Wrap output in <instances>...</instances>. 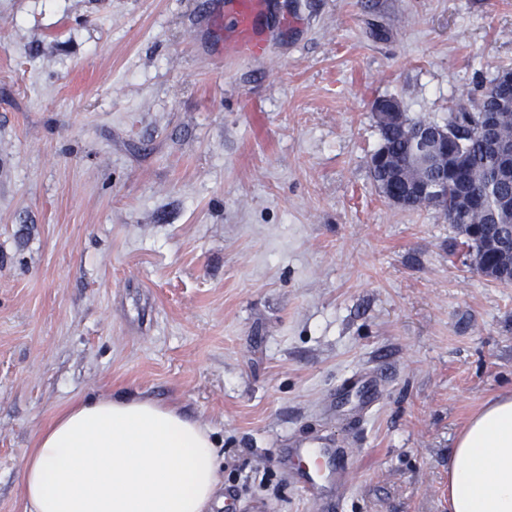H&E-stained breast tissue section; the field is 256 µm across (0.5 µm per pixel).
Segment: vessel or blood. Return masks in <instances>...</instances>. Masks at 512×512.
<instances>
[{
    "label": "vessel or blood",
    "instance_id": "vessel-or-blood-1",
    "mask_svg": "<svg viewBox=\"0 0 512 512\" xmlns=\"http://www.w3.org/2000/svg\"><path fill=\"white\" fill-rule=\"evenodd\" d=\"M267 7L266 0H224L225 58H265L270 28ZM342 388L357 398L358 416H365L377 401L372 373H354L344 380ZM282 458L294 462L292 480L318 501L324 512H330L333 503L345 495L352 462L347 451L339 448L331 438L299 439L288 443Z\"/></svg>",
    "mask_w": 512,
    "mask_h": 512
}]
</instances>
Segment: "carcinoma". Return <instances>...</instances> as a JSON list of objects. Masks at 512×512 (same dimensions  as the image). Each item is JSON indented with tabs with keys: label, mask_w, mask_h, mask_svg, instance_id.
<instances>
[{
	"label": "carcinoma",
	"mask_w": 512,
	"mask_h": 512,
	"mask_svg": "<svg viewBox=\"0 0 512 512\" xmlns=\"http://www.w3.org/2000/svg\"><path fill=\"white\" fill-rule=\"evenodd\" d=\"M510 96L512 68L504 67L497 71L478 99L467 106H457L443 124L450 136L451 159L462 164L464 182L477 192L474 209H467L463 202L448 197L444 217L475 225L473 242L476 244L490 237L512 239V178H495L496 166L501 161L479 131L482 113L497 112L501 138L512 139V110L501 107V102ZM422 123V119L407 117L401 123L379 126L381 143L376 154L384 156L385 161L371 171L379 189L399 186L396 176L400 173L408 180L429 184L443 179L448 166L442 163L416 169L408 165L410 155L419 150L414 130Z\"/></svg>",
	"instance_id": "1"
}]
</instances>
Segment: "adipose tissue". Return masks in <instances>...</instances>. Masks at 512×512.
I'll list each match as a JSON object with an SVG mask.
<instances>
[{
    "label": "adipose tissue",
    "instance_id": "obj_1",
    "mask_svg": "<svg viewBox=\"0 0 512 512\" xmlns=\"http://www.w3.org/2000/svg\"><path fill=\"white\" fill-rule=\"evenodd\" d=\"M197 422L121 393L76 401L40 429L22 463L28 512H205L219 482ZM450 512H512V391L486 400L457 434Z\"/></svg>",
    "mask_w": 512,
    "mask_h": 512
}]
</instances>
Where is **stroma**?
I'll list each match as a JSON object with an SVG mask.
<instances>
[{"label":"stroma","instance_id":"35a3bbf8","mask_svg":"<svg viewBox=\"0 0 512 512\" xmlns=\"http://www.w3.org/2000/svg\"><path fill=\"white\" fill-rule=\"evenodd\" d=\"M223 2L0 0V512L40 428L120 392L211 430L210 512H321L278 459L320 433L338 512H448L457 432L512 390V285L382 196L374 104L446 123L512 66V0H268L262 61L225 59ZM342 388L358 399L357 418L365 416L377 401L375 375L372 373H354L344 380Z\"/></svg>","mask_w":512,"mask_h":512}]
</instances>
